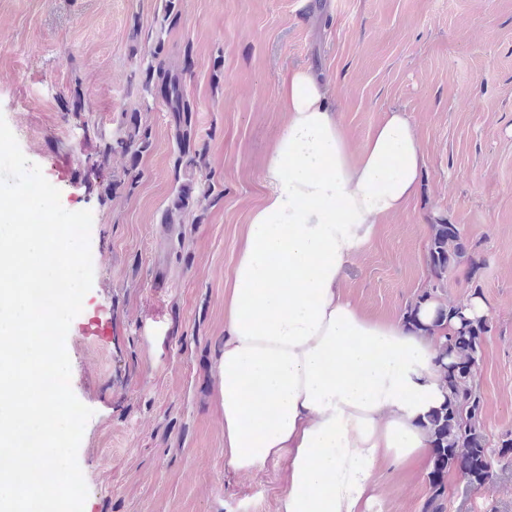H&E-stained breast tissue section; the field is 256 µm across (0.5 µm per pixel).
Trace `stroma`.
Masks as SVG:
<instances>
[{"instance_id": "stroma-1", "label": "stroma", "mask_w": 512, "mask_h": 512, "mask_svg": "<svg viewBox=\"0 0 512 512\" xmlns=\"http://www.w3.org/2000/svg\"><path fill=\"white\" fill-rule=\"evenodd\" d=\"M164 5L0 0V115L62 206L93 214V285L66 338L71 388L93 411L78 450L84 512H277L285 461L249 476L224 467L218 366L224 294L284 123L280 88L299 68L328 84L352 145L385 112L411 116L419 191L380 222L344 287L369 315L402 316L427 285L431 217L458 225L489 304L477 384L497 446L512 432V0H177L161 57L194 108L197 175L213 193L173 226L160 217L179 185L175 124L165 100L145 112L140 99ZM134 111L148 148L104 155ZM67 166L79 181L60 177ZM92 318L110 336L85 335ZM429 472L381 465L371 512H421ZM446 512H512V468L479 488L450 469Z\"/></svg>"}]
</instances>
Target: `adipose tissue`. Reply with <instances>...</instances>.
<instances>
[{"mask_svg":"<svg viewBox=\"0 0 512 512\" xmlns=\"http://www.w3.org/2000/svg\"><path fill=\"white\" fill-rule=\"evenodd\" d=\"M224 298V466L287 459L278 512H371L381 463H422L444 399L439 334L367 316L342 289L379 219L414 198L425 155L407 112L351 147L326 84L293 71Z\"/></svg>","mask_w":512,"mask_h":512,"instance_id":"1","label":"adipose tissue"}]
</instances>
